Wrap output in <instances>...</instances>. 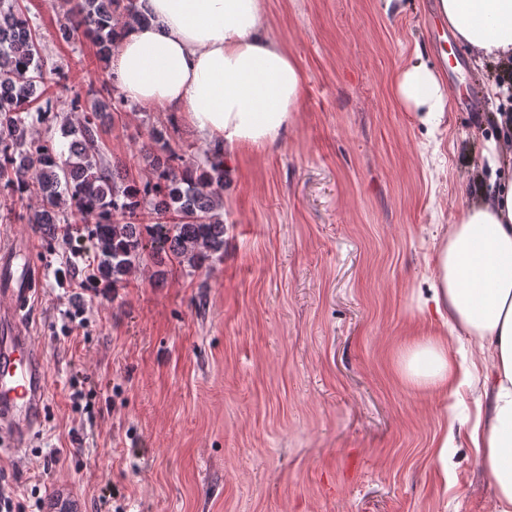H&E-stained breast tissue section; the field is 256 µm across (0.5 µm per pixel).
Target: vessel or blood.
Segmentation results:
<instances>
[{
  "label": "vessel or blood",
  "mask_w": 512,
  "mask_h": 512,
  "mask_svg": "<svg viewBox=\"0 0 512 512\" xmlns=\"http://www.w3.org/2000/svg\"><path fill=\"white\" fill-rule=\"evenodd\" d=\"M17 245L0 249V445L22 450L45 413L48 374L33 336L22 322L38 283L34 267H15ZM48 512H80L66 486L57 487Z\"/></svg>",
  "instance_id": "1"
}]
</instances>
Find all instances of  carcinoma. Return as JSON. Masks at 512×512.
I'll return each mask as SVG.
<instances>
[{
  "mask_svg": "<svg viewBox=\"0 0 512 512\" xmlns=\"http://www.w3.org/2000/svg\"><path fill=\"white\" fill-rule=\"evenodd\" d=\"M120 8L130 20L142 17L137 0H72L61 37L82 31L108 63ZM46 62L28 12L19 0H0V190L41 200L20 219L49 244L71 243L74 229L85 233L94 267L84 287L93 291L126 281L148 250L161 280L165 264L194 273L222 260L224 151L208 148L199 159L152 129L139 151L144 175L134 178L101 139L104 118L127 111V100L109 95L85 104L77 94L60 125L68 147L59 152L29 121L34 113L45 119L58 103L45 87Z\"/></svg>",
  "mask_w": 512,
  "mask_h": 512,
  "instance_id": "cac0c4a2",
  "label": "carcinoma"
}]
</instances>
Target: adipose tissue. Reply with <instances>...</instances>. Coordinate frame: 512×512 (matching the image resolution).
<instances>
[{
  "instance_id": "adipose-tissue-1",
  "label": "adipose tissue",
  "mask_w": 512,
  "mask_h": 512,
  "mask_svg": "<svg viewBox=\"0 0 512 512\" xmlns=\"http://www.w3.org/2000/svg\"><path fill=\"white\" fill-rule=\"evenodd\" d=\"M141 21L125 25L112 55L121 95L181 116L209 146L232 152L274 143L287 130L303 89L295 56L270 36L263 0H138ZM439 13L477 66L512 63V0H438ZM396 98L437 129L450 96L414 54L393 79ZM488 97L499 151L489 181L457 214L435 258L422 310L443 329L400 355L399 374L417 388L457 392L469 376L448 355V333L479 346L487 412L470 429L496 490L495 512H512V87Z\"/></svg>"
}]
</instances>
